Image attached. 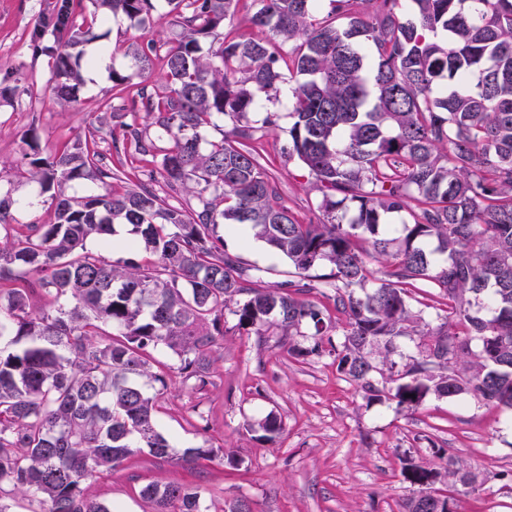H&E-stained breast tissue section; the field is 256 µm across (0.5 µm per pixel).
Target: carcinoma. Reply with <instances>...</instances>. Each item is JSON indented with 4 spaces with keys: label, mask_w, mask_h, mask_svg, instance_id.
Listing matches in <instances>:
<instances>
[{
    "label": "carcinoma",
    "mask_w": 512,
    "mask_h": 512,
    "mask_svg": "<svg viewBox=\"0 0 512 512\" xmlns=\"http://www.w3.org/2000/svg\"><path fill=\"white\" fill-rule=\"evenodd\" d=\"M93 2L78 24L70 4L58 14L68 38L55 53L56 96L76 98L74 49L96 39L97 23L183 18L163 56L167 92L145 88L141 105L172 141L167 186L198 187L199 208L144 184L114 191L112 165L79 141L30 161L53 223L15 234V200L0 195V498L18 493L37 504L28 512H116L83 485L135 453L185 469L223 458L211 445L178 449L158 429L172 367L155 353L170 350L204 388L230 305L237 328L272 330L305 360L337 328L312 296L328 298L345 317L336 370L367 398L413 407L468 394L512 412V0H256L260 37L217 33L238 0ZM277 40L294 46L283 53ZM156 53L153 42L129 45V71L112 82L150 71ZM287 80L288 156L313 179L320 224L274 203L251 145L257 93L277 96ZM224 117L233 128L202 148L200 129ZM76 181L98 191L67 193ZM410 200L412 222L396 236L385 216ZM221 224L246 227L295 278L266 285V269L225 249ZM117 225L131 226L126 247L151 260H106ZM367 255L384 264L371 289ZM422 288L446 300L434 328L410 303ZM37 289L57 299L54 310L29 311ZM305 326L306 346L294 341ZM401 337L414 342L402 365ZM280 429L272 413L258 422L267 440ZM405 475L417 486L405 512H447L444 495L419 499L439 482L470 495L482 487L452 456L440 469L408 459ZM204 493L193 480L140 490L151 512H209Z\"/></svg>",
    "instance_id": "cac0c4a2"
}]
</instances>
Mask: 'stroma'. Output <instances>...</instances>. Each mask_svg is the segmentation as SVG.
I'll return each mask as SVG.
<instances>
[{
    "instance_id": "obj_1",
    "label": "stroma",
    "mask_w": 512,
    "mask_h": 512,
    "mask_svg": "<svg viewBox=\"0 0 512 512\" xmlns=\"http://www.w3.org/2000/svg\"><path fill=\"white\" fill-rule=\"evenodd\" d=\"M63 1L0 0V188L16 201L14 225L54 220L48 195L29 177L32 151L46 157L78 140L111 156L114 190L148 182L170 203L197 208L195 192L166 187L161 159L169 142L157 139L153 115L132 109L141 88L165 93L162 60L124 86L111 80L112 70L127 67L129 44L172 41L182 19L137 26L118 17L102 25L100 44L108 56L97 77H84L70 102L51 90L52 24ZM112 99L124 101L125 110L107 109ZM263 109L281 115L278 126L264 129L255 142L272 175L274 200L299 222L320 223L312 179L288 155L287 94L264 102ZM129 126L152 142L149 154L138 153L133 139L124 138ZM220 234L245 265L267 268L269 286L289 279L287 260L262 242L225 228ZM234 323L225 314L228 332L210 357L207 385L198 387L174 371L159 398L158 428L176 447L206 441L228 457L224 463L199 461L195 470L209 507L244 498L252 512H403L415 491L403 474L404 456L437 467L451 454L483 482L477 498L449 488L455 512H512V420L498 408L468 395H430L414 409L393 400L370 401L337 372L331 355L297 360L280 337L238 331ZM271 413L281 419L282 430L266 441L256 425ZM186 476L175 462L139 454L112 475L88 480L83 493L120 512H149L139 494L144 485Z\"/></svg>"
}]
</instances>
